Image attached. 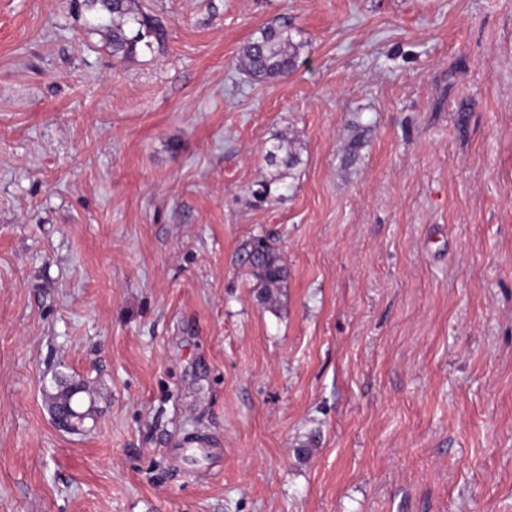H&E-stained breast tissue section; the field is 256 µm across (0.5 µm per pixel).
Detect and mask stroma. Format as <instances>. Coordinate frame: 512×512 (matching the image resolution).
<instances>
[{
  "label": "stroma",
  "mask_w": 512,
  "mask_h": 512,
  "mask_svg": "<svg viewBox=\"0 0 512 512\" xmlns=\"http://www.w3.org/2000/svg\"><path fill=\"white\" fill-rule=\"evenodd\" d=\"M140 2L0 0V512H512V0ZM82 6L107 20L115 56H131L147 37L160 41L165 35L163 25L142 10L139 0H83ZM300 43L294 41L288 24L271 26L242 49L241 62L255 80L288 76L296 67ZM295 144V140H279L278 144H272L271 148L267 151V158L270 164H275L279 160L288 169L297 166L300 163V158ZM280 153L283 156L280 157ZM245 259L259 282L256 292L260 304L271 308L285 288L287 269L276 249L263 237H253L244 249ZM54 379L60 380V384H56V392L49 395L50 410L61 412L66 406L76 407L79 412L83 413L82 425L84 420L91 418L96 409L95 401L92 398L89 386L81 380L74 379L71 376L58 372L54 375ZM90 397L89 406L83 410L85 398Z\"/></svg>",
  "instance_id": "obj_1"
}]
</instances>
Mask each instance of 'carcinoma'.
<instances>
[{
    "instance_id": "carcinoma-1",
    "label": "carcinoma",
    "mask_w": 512,
    "mask_h": 512,
    "mask_svg": "<svg viewBox=\"0 0 512 512\" xmlns=\"http://www.w3.org/2000/svg\"><path fill=\"white\" fill-rule=\"evenodd\" d=\"M85 9L95 12L106 21L112 40V54L126 58L134 54L140 43L150 45L146 38L160 41L165 35L163 25L142 10L140 0H83ZM300 43L294 41L292 28L287 24L271 26L242 49L241 62L255 80L286 76L296 67ZM268 161L293 168L300 163L294 140H280L267 151ZM245 259L259 282L256 292L260 304L270 308L285 287L287 269L276 249L263 237L252 238L244 249ZM60 381L56 392L49 395L50 410L59 412L72 406L83 412L82 419L95 413V401L90 399L89 386L81 380L58 372Z\"/></svg>"
}]
</instances>
